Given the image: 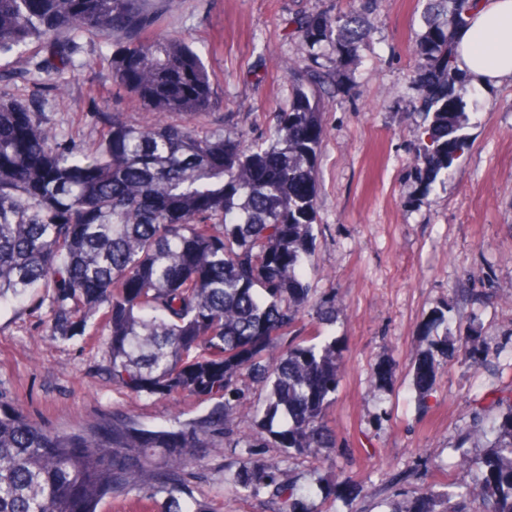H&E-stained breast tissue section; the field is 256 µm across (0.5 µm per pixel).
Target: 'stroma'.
I'll use <instances>...</instances> for the list:
<instances>
[{"label": "stroma", "mask_w": 512, "mask_h": 512, "mask_svg": "<svg viewBox=\"0 0 512 512\" xmlns=\"http://www.w3.org/2000/svg\"><path fill=\"white\" fill-rule=\"evenodd\" d=\"M348 0H179L164 16L168 30L205 48L215 96L211 127L223 129L234 112L254 133L267 132L273 112L287 107L291 73L308 65L305 45L289 36L298 15L347 11ZM421 0H376L369 38L357 58L340 67L344 88L327 99L316 169L314 270L318 291L342 298L329 334L343 346L345 373L329 411L342 451L333 464L303 463L300 484L317 487L315 505L343 512L330 490L339 474L369 478V491L412 466L417 454L456 461L460 444L471 456L484 442H463L476 398L512 391V77L478 90L466 103V146L444 181L430 191L405 177L423 123L415 110L413 47L424 29ZM74 70L47 74L36 67L37 45L0 58V97L19 103L39 85L64 82L45 110L58 131L90 147L102 128L94 115L122 112L130 122L145 109L135 97L103 81L112 45L86 34L76 38ZM491 276L494 295L480 306L455 295L462 284L479 287ZM444 313L448 326L428 333L424 324ZM47 307L30 300L0 309V388L29 419L64 432L115 412L141 423L168 424L176 413H198L196 399H144L114 386L104 370L105 349L96 323L68 342L45 336ZM473 326L489 352V366L474 370L456 341L435 352L437 372L426 395L413 387V364L447 330ZM445 340V339H444ZM391 372L382 388L370 386L373 368ZM388 417H380L381 409ZM206 477L193 483L196 498L213 512H263L257 502L224 496V451L212 449Z\"/></svg>", "instance_id": "obj_1"}]
</instances>
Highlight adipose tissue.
<instances>
[{
    "mask_svg": "<svg viewBox=\"0 0 512 512\" xmlns=\"http://www.w3.org/2000/svg\"><path fill=\"white\" fill-rule=\"evenodd\" d=\"M454 38L461 69L484 86L512 76V0H477Z\"/></svg>",
    "mask_w": 512,
    "mask_h": 512,
    "instance_id": "1",
    "label": "adipose tissue"
}]
</instances>
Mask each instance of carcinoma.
<instances>
[{"mask_svg": "<svg viewBox=\"0 0 512 512\" xmlns=\"http://www.w3.org/2000/svg\"><path fill=\"white\" fill-rule=\"evenodd\" d=\"M454 3V20H441ZM469 0H428L414 49L427 140L410 174L430 190L466 145L470 79L452 55ZM374 0L348 12L293 20L308 46L288 108L272 130L207 128L216 107L201 52L158 27L152 0H0V56L41 45L38 69L74 66V33L115 45L107 80L155 118L97 112L92 148L65 138L37 104L0 100V304L39 293L46 336L66 341L101 320L112 384L135 396H194L202 416L147 428L119 413L59 433L33 424L0 389V512H100L112 496L154 503L150 512H208L186 493L212 448L224 456V489L265 497L273 512H323L290 476L293 460L321 466L338 448L328 413L342 354L324 325L342 299L306 278L315 245V169L324 94L340 89V63L366 40ZM455 340L473 368L488 361L470 329ZM433 352L413 368L430 389ZM265 391L247 404L250 390ZM497 410L487 431L484 417ZM460 456L471 480L441 489L395 478L384 512H512V399L475 407ZM279 448L281 455H268Z\"/></svg>", "mask_w": 512, "mask_h": 512, "instance_id": "carcinoma-1", "label": "carcinoma"}]
</instances>
